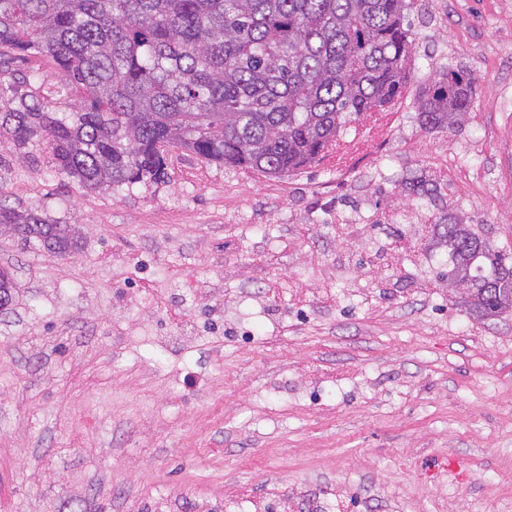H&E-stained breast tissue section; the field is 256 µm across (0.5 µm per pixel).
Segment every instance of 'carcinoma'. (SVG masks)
<instances>
[{
    "label": "carcinoma",
    "mask_w": 512,
    "mask_h": 512,
    "mask_svg": "<svg viewBox=\"0 0 512 512\" xmlns=\"http://www.w3.org/2000/svg\"><path fill=\"white\" fill-rule=\"evenodd\" d=\"M406 0H0V57L40 55L51 98L0 72V141L48 150L57 173L90 191L157 184L166 151L283 178L316 160L349 123L402 93L412 51ZM469 74L441 67L420 87L422 128L459 131ZM405 188L421 198L434 184ZM53 252L78 247L72 225L0 200V227ZM462 297L480 320L512 313V251L491 249L455 213L439 225ZM0 266V313L14 302Z\"/></svg>",
    "instance_id": "carcinoma-1"
}]
</instances>
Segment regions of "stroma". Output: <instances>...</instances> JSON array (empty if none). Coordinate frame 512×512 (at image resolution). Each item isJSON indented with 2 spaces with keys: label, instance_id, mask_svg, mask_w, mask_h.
Listing matches in <instances>:
<instances>
[{
  "label": "stroma",
  "instance_id": "35a3bbf8",
  "mask_svg": "<svg viewBox=\"0 0 512 512\" xmlns=\"http://www.w3.org/2000/svg\"><path fill=\"white\" fill-rule=\"evenodd\" d=\"M414 48L380 171L272 179L177 148L168 177L90 192L0 145V196L82 233L0 238V512H136L159 496L343 482V512H512V315L472 318L446 247L399 254L389 213L457 212L512 247V0H406ZM467 71L458 132L421 129L436 68ZM434 180L435 199L403 184ZM273 291L265 310L245 295ZM181 318H173V310ZM200 331L153 347L150 333Z\"/></svg>",
  "mask_w": 512,
  "mask_h": 512
}]
</instances>
